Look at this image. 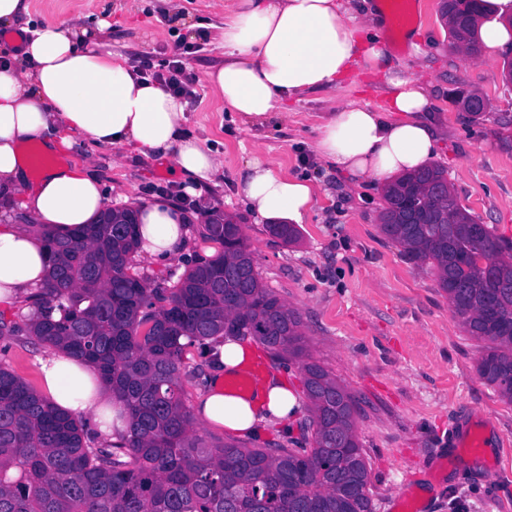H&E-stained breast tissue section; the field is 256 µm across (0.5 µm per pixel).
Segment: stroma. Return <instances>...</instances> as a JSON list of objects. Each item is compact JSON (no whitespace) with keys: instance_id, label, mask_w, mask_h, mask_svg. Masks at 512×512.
Masks as SVG:
<instances>
[{"instance_id":"obj_1","label":"stroma","mask_w":512,"mask_h":512,"mask_svg":"<svg viewBox=\"0 0 512 512\" xmlns=\"http://www.w3.org/2000/svg\"><path fill=\"white\" fill-rule=\"evenodd\" d=\"M410 26L419 27L415 56L404 32L387 22L383 38L405 75L423 78L436 101V119L445 134L434 159L448 173L460 203L501 241L512 244V86L502 80L503 61L464 59L442 28L439 0H408ZM34 23L43 17H75L81 24L107 25L110 50L138 65L162 69L177 45H197L187 62L198 82L186 106L188 133L223 156L224 167L211 186L209 201L232 215L253 250L262 283L302 318V359L277 356L259 342L244 345L262 362L265 378L288 384L297 397V415L288 427L263 424L260 434L244 436L252 448H307L308 400L303 362L335 375L357 402L359 444L371 472L374 512H512V402L478 375L483 341L469 336L455 318L431 265L406 254L379 229L385 205L372 182H358L329 168L310 152L319 127L346 100L378 108L384 75L348 78L342 88L308 93L284 106L288 120L244 125L216 103L207 72L224 61L223 48L206 36V26L222 24L218 0H183L182 16L191 26L165 18L160 0H31ZM479 93L487 103L472 116L454 102L455 92ZM262 152L285 172L319 181L323 192L298 225L299 239L286 244L268 220L250 212L238 193V180L254 152ZM76 160H89L105 186L151 199L171 197L179 183L167 162L137 153L79 141ZM205 211H188V235L177 260L134 258V272L150 279H178L195 260L211 258L217 243L205 240ZM15 333L0 337V365L30 387L39 380L43 345L29 336L28 313L16 307L5 315ZM491 418L495 444L471 452L451 445L452 433L468 409ZM414 495L403 498L405 487Z\"/></svg>"}]
</instances>
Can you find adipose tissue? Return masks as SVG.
<instances>
[{
  "label": "adipose tissue",
  "mask_w": 512,
  "mask_h": 512,
  "mask_svg": "<svg viewBox=\"0 0 512 512\" xmlns=\"http://www.w3.org/2000/svg\"><path fill=\"white\" fill-rule=\"evenodd\" d=\"M383 25L373 0H224L217 40L224 62L206 74L220 105L243 124L262 126L276 109L316 90L335 89L355 68L386 65L378 37ZM85 31L67 19L28 31L0 70V196L20 197L28 224H0V310H11L42 288L50 267L43 229L73 235L110 206L102 181L88 164L70 161L78 139L170 160L186 195L202 198L223 165L185 131L186 103L143 76L123 55L83 45ZM477 36L486 57L512 49V0H480ZM434 99L418 78L391 72L384 105L353 102L320 126L313 150L325 163L357 179L385 186L428 165L441 136L429 114ZM35 143L56 162L31 180L24 145ZM239 190L251 209L271 220L302 222L312 208L313 183L256 155L240 176ZM144 256L176 257L186 243V212L168 198L131 199ZM247 359L237 343L218 345L215 378L204 397L205 422L254 431L270 416L288 424L297 412L285 384L255 383L258 398L224 387ZM40 383L54 407L92 413L98 439L126 436L128 420L111 391L97 386L96 371L69 353L54 350L40 361Z\"/></svg>",
  "instance_id": "1"
}]
</instances>
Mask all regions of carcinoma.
Masks as SVG:
<instances>
[{"mask_svg":"<svg viewBox=\"0 0 512 512\" xmlns=\"http://www.w3.org/2000/svg\"><path fill=\"white\" fill-rule=\"evenodd\" d=\"M380 231L432 264L466 332L487 343L477 365L512 402V255L461 205L432 165L384 191ZM207 215L220 245L167 287L133 272L138 230L114 208L79 239L46 235L52 265L33 295L28 334L92 366L123 404L127 437L85 445L83 424L0 365V512H373L355 400L325 368L302 365L309 448H204L181 388L189 349L252 337L303 356L300 314L260 281L241 225Z\"/></svg>","mask_w":512,"mask_h":512,"instance_id":"obj_1","label":"carcinoma"}]
</instances>
